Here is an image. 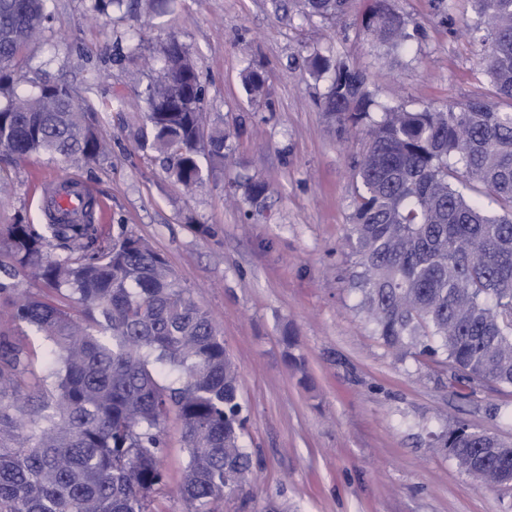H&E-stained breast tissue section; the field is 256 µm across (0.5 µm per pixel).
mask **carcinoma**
Wrapping results in <instances>:
<instances>
[{
	"mask_svg": "<svg viewBox=\"0 0 512 512\" xmlns=\"http://www.w3.org/2000/svg\"><path fill=\"white\" fill-rule=\"evenodd\" d=\"M49 0H0V155L45 154L67 163L104 152L103 135L71 88L48 79L19 94L17 58L47 18ZM159 0H94V11L149 17ZM328 20L351 0H300ZM487 48L492 98L442 108L404 104L371 115L367 78L318 49L310 73L330 84L322 99L339 134H364L355 169L354 211L346 244L356 258L350 284L357 309L396 355L427 357L453 385L512 387V0H474ZM363 27L390 50L412 38L395 0H374ZM144 92L140 148L190 188L224 167L220 130L204 139L206 93L186 48L174 44ZM253 101L267 77L243 70ZM257 200L260 179L242 184ZM492 196L490 213L479 196ZM0 228L12 262L0 263V295L17 294L34 271L51 291L78 303L21 296L13 329L44 339L47 366L29 378L27 345L0 333V512H148L164 485L163 425L175 415L187 450L180 495L186 512H220L224 492L244 490L252 454L241 442L245 419L238 369L208 311L143 239L110 240L91 222ZM62 250L54 255L51 247ZM179 374L178 385L159 381ZM479 430L459 423L434 439L480 486L512 490V455L493 453Z\"/></svg>",
	"mask_w": 512,
	"mask_h": 512,
	"instance_id": "carcinoma-1",
	"label": "carcinoma"
}]
</instances>
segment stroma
<instances>
[{
  "instance_id": "1",
  "label": "stroma",
  "mask_w": 512,
  "mask_h": 512,
  "mask_svg": "<svg viewBox=\"0 0 512 512\" xmlns=\"http://www.w3.org/2000/svg\"><path fill=\"white\" fill-rule=\"evenodd\" d=\"M411 48L372 43L363 19L372 0H352L342 22L303 14L298 0H176L173 13L143 24L91 0H51L39 38L20 69L32 91L43 78L70 85L105 136L107 152L60 168L43 154L0 160L11 186L0 195V226L44 231L43 186L76 175L105 207L104 236L146 240L191 288L240 368L246 419L242 442L253 456L248 490L224 496L223 512H505L497 492L436 452L433 435L465 423L512 440V390L478 383L459 396L445 371L399 360L358 312L348 285L355 259L345 242L354 210L356 141L337 137L321 104L327 81L310 77L305 57L332 48L367 74L376 100L411 108L486 96L485 54L470 32L472 0H396ZM185 44L202 73L211 123L227 140L222 169L193 193L167 178L134 134L142 123L144 65L168 36ZM265 70L259 101L241 72ZM259 178L255 203L229 198L231 179ZM306 371L284 359L281 338ZM181 424L168 418L162 461L166 484L149 512H184L186 461Z\"/></svg>"
}]
</instances>
